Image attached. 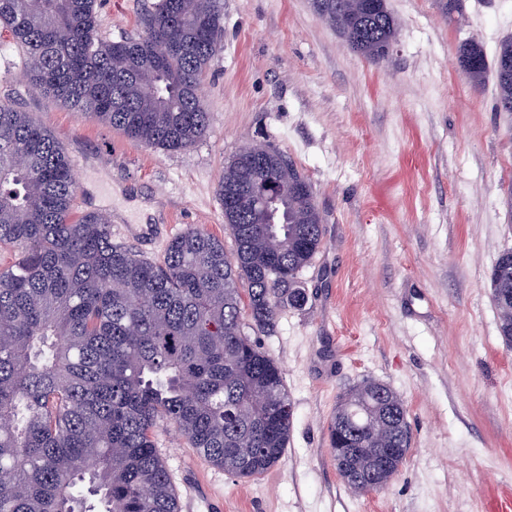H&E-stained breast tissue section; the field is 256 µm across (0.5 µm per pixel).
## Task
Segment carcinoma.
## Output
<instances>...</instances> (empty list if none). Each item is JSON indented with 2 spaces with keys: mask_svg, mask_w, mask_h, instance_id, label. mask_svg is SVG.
I'll return each instance as SVG.
<instances>
[{
  "mask_svg": "<svg viewBox=\"0 0 512 512\" xmlns=\"http://www.w3.org/2000/svg\"><path fill=\"white\" fill-rule=\"evenodd\" d=\"M342 0H311L349 47L378 61L394 43L391 12L353 21ZM97 0H0V30L23 53L37 92L122 131L130 142L185 150L205 137L197 90L223 50V0H155L145 30L99 35ZM475 86L488 68L496 108L512 112V38L493 63L481 44L458 47ZM275 223L235 203L250 166L232 159L218 193L234 251L199 228L171 240L161 262L112 242L109 217L73 214L74 164L28 113L0 104V512H179L155 445L172 426L212 465L239 478L277 465L292 405L275 359L243 329H273L306 304L301 271L323 224L308 178L269 145ZM512 348V249L487 279ZM343 481L363 492L388 484L410 448L407 410L366 379L341 397L328 425ZM378 448H399L390 470Z\"/></svg>",
  "mask_w": 512,
  "mask_h": 512,
  "instance_id": "1",
  "label": "carcinoma"
}]
</instances>
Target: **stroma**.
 <instances>
[{
  "label": "stroma",
  "mask_w": 512,
  "mask_h": 512,
  "mask_svg": "<svg viewBox=\"0 0 512 512\" xmlns=\"http://www.w3.org/2000/svg\"><path fill=\"white\" fill-rule=\"evenodd\" d=\"M103 38L143 31L151 0H97ZM400 29L372 63L310 0H224V49L200 86L210 114L191 148L137 146L32 91L0 36V104L29 113L75 164L74 214L109 216L113 242L162 261L197 227L233 250L218 196L246 144L274 146L307 176L323 217L300 280L308 301L260 335L293 403L288 447L262 476L212 466L173 428L156 447L173 485L221 512H512V349L486 286L512 248V118L493 78L472 88L457 49L487 58L512 36V0H387ZM372 378L404 402L408 455L382 490L340 477L328 424L340 396ZM203 504L192 512H207Z\"/></svg>",
  "instance_id": "stroma-1"
}]
</instances>
